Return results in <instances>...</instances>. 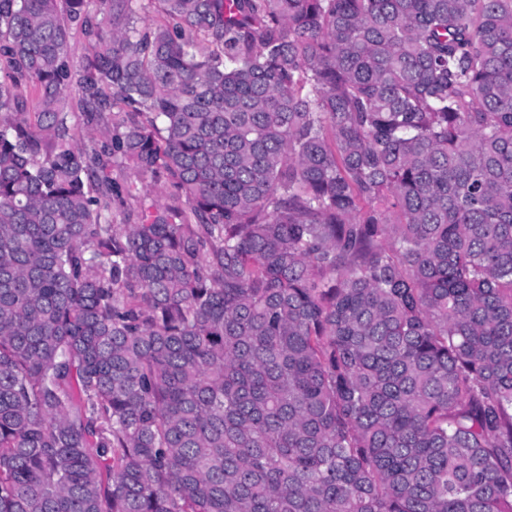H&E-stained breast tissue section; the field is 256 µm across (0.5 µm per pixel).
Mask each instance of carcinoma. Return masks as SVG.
Here are the masks:
<instances>
[{"instance_id": "1", "label": "carcinoma", "mask_w": 512, "mask_h": 512, "mask_svg": "<svg viewBox=\"0 0 512 512\" xmlns=\"http://www.w3.org/2000/svg\"><path fill=\"white\" fill-rule=\"evenodd\" d=\"M0 62V512H512V0H0ZM66 104H67V112L72 113L73 123L75 124V136L77 142L80 145H91L90 137L87 134V131L82 123L81 117V93L78 91L76 87H71L65 94Z\"/></svg>"}]
</instances>
